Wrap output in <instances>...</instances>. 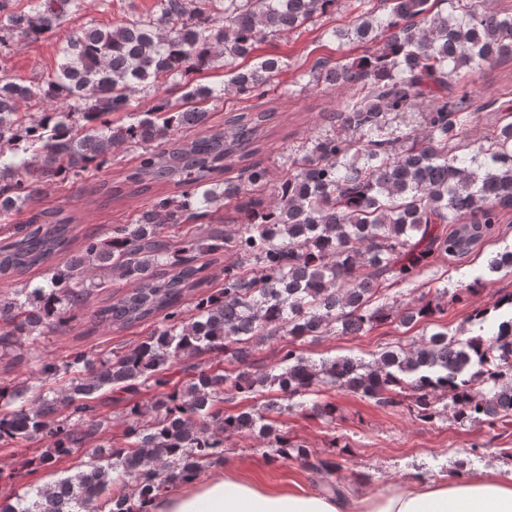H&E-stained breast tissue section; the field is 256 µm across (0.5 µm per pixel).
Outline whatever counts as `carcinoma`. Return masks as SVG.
Listing matches in <instances>:
<instances>
[{
  "mask_svg": "<svg viewBox=\"0 0 512 512\" xmlns=\"http://www.w3.org/2000/svg\"><path fill=\"white\" fill-rule=\"evenodd\" d=\"M337 0H156L155 10L109 27L79 28L64 37L59 62L41 82L0 76V221L40 203L44 187L77 183L112 166L116 151H137L138 165L120 185L103 183L109 197L158 191L128 224L90 232L69 253L74 217L62 209L36 211L0 240V280L46 268L42 282L0 292V357L16 354L68 325L95 288L123 281L129 290L93 311L108 329L156 321L135 347L93 357L83 351L44 358L33 381L0 386V444L48 440L28 460L38 468L90 443L87 469L22 495H0V512H151L169 488L195 479L224 459V439L256 432L274 458L301 460L330 473L336 457L311 452L278 429L269 413L304 408L314 389L348 390L398 407L403 398L418 419L444 415L459 424L495 425L512 416V293L492 307L475 308L467 323L492 337L438 331L408 349L385 351L373 363L337 357L315 363L295 340L323 336L340 325L359 334L395 318L409 326L467 303L479 281L435 290L403 306L375 304L392 280L406 283L440 257H465L472 244L512 207V117L498 118L494 135L457 155L458 140L476 119L465 96L449 90L451 77L472 64L512 55V16L480 0H448L447 14L429 0H383L339 39L371 43L351 61L317 66L313 80L356 88L329 115L341 133L317 137L288 158L268 201L254 195L269 172L249 162L267 112H242L224 127L210 125L209 101L224 95H265L281 71L267 58L241 70L235 62L256 45L315 24ZM88 0H0V54L16 41L55 36L87 9ZM221 66L219 87L197 84L192 105L158 97L140 114L132 96L149 87L181 84L192 73ZM422 110L420 132L400 119ZM129 121L114 124L112 114ZM181 130L193 136H177ZM240 166L237 179L224 173ZM241 205L245 225L224 233V202ZM200 223L179 246L169 229ZM224 284L205 291V272L224 258ZM194 301L185 303L186 294ZM290 338L280 349V372L254 365L260 336ZM230 355L240 369L226 374L193 359ZM181 365L188 380H173ZM69 383L50 393L59 375ZM278 387L264 411L224 413V395L252 397ZM153 390L139 401L140 388ZM128 402L121 438L102 444L112 428L107 408ZM310 411L327 423L336 407Z\"/></svg>",
  "mask_w": 512,
  "mask_h": 512,
  "instance_id": "carcinoma-1",
  "label": "carcinoma"
}]
</instances>
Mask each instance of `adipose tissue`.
<instances>
[{
  "mask_svg": "<svg viewBox=\"0 0 512 512\" xmlns=\"http://www.w3.org/2000/svg\"><path fill=\"white\" fill-rule=\"evenodd\" d=\"M154 512H512V474L415 478L402 486L355 495L342 488H266L221 471L166 494Z\"/></svg>",
  "mask_w": 512,
  "mask_h": 512,
  "instance_id": "ef3b65f1",
  "label": "adipose tissue"
}]
</instances>
